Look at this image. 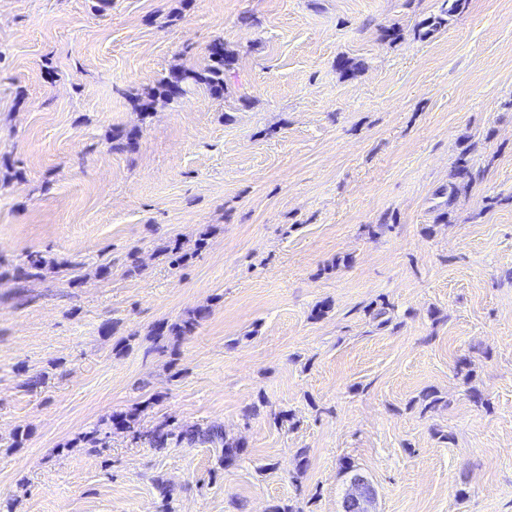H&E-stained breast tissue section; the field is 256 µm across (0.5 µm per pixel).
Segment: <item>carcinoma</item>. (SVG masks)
I'll list each match as a JSON object with an SVG mask.
<instances>
[{
  "label": "carcinoma",
  "mask_w": 512,
  "mask_h": 512,
  "mask_svg": "<svg viewBox=\"0 0 512 512\" xmlns=\"http://www.w3.org/2000/svg\"><path fill=\"white\" fill-rule=\"evenodd\" d=\"M446 8L442 9V15L428 21V27L434 31L445 23L444 16L462 12L467 0H445ZM233 56L228 50L221 48L209 53V63L205 68L196 70L189 68H173L168 75L163 77L156 86L158 94L165 97H172L170 92L171 79L175 75L182 77V84L193 87L203 86L208 91H217L224 94V76L231 70ZM453 181L448 187L441 189L436 196L442 199L439 207L443 208L437 216L441 221H448L452 208L459 194L465 193L468 189L475 187L483 178L481 171L474 168L467 152L463 151L456 158L452 174ZM53 269V262L47 260L44 255L37 251H31L25 256L22 264L15 268V278L22 283H31L45 277V273ZM392 305L386 301L368 307V314L372 320L383 326L391 321L388 317ZM209 315L206 308H197L187 312L177 321L169 324L159 331L161 336H169L173 339H180L185 336H192L201 326L202 322ZM118 426L126 432L134 443H140L148 448L157 451L164 450L175 444L187 447H198L208 445L221 449L218 458L219 468L232 464L242 454V445L239 441L228 439L224 436V429L218 424H211L206 427L200 426H179L170 418L165 417L156 421L149 428L140 427L138 414L128 411L113 415L109 419L108 426ZM112 432L98 426L86 431L79 439L81 445L91 448L102 455L111 448Z\"/></svg>",
  "instance_id": "1"
}]
</instances>
